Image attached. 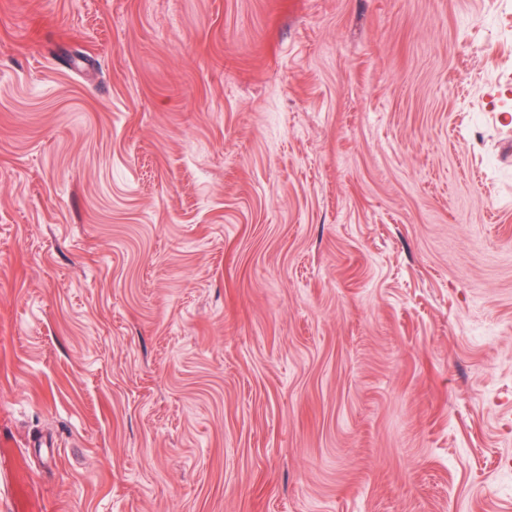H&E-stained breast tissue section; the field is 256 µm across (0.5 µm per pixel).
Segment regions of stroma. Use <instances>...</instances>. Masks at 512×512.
Instances as JSON below:
<instances>
[{
    "label": "stroma",
    "mask_w": 512,
    "mask_h": 512,
    "mask_svg": "<svg viewBox=\"0 0 512 512\" xmlns=\"http://www.w3.org/2000/svg\"><path fill=\"white\" fill-rule=\"evenodd\" d=\"M0 512H512V0H0Z\"/></svg>",
    "instance_id": "35a3bbf8"
}]
</instances>
